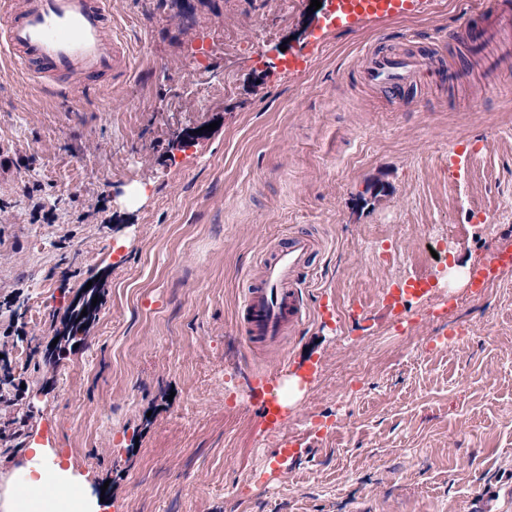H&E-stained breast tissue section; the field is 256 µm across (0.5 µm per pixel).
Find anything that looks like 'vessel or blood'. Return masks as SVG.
<instances>
[{
    "label": "vessel or blood",
    "instance_id": "b4317fda",
    "mask_svg": "<svg viewBox=\"0 0 512 512\" xmlns=\"http://www.w3.org/2000/svg\"><path fill=\"white\" fill-rule=\"evenodd\" d=\"M422 0H327L314 24L313 46L324 43L327 31L356 29L361 23L400 19L418 11ZM457 40L472 67L512 81V12L501 0H473ZM0 52L42 88L61 86L79 97L90 79L100 85L126 75L129 61L123 41L112 27L111 0H0ZM421 55L368 49L359 74L364 85L383 90L393 99L434 71ZM449 87L468 83L469 74L455 64L436 69ZM321 250L315 236L289 235L272 245L260 277L250 279L243 293L237 332L249 355L280 345L300 332L313 317L332 320L335 306L328 298L311 305L307 268ZM512 268V251L494 254L473 270L470 286L481 290ZM258 474L262 484L281 482L287 462L305 453L294 436L277 433Z\"/></svg>",
    "mask_w": 512,
    "mask_h": 512
}]
</instances>
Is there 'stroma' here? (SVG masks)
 <instances>
[{
  "label": "stroma",
  "instance_id": "stroma-1",
  "mask_svg": "<svg viewBox=\"0 0 512 512\" xmlns=\"http://www.w3.org/2000/svg\"><path fill=\"white\" fill-rule=\"evenodd\" d=\"M296 2L112 0L131 74L76 100L0 61V294L23 289L28 330L0 360L25 383L27 434L106 512H512V269L491 299L468 288L512 250V91L480 74L454 89L425 79L397 108L356 77L381 44L456 60L467 0H422L317 52L311 0ZM288 53L309 55L305 73L281 67ZM459 145L472 157L452 179ZM33 184L56 223H31ZM376 185L384 197L364 205ZM96 200V223L68 225ZM296 231L323 238L309 299L328 294L339 317L247 357L242 290ZM437 236L448 259L425 254ZM385 244L397 263L378 262ZM414 279L434 294L391 306ZM89 291L85 341L62 342ZM404 318L422 347L393 339ZM468 324L467 347L446 343ZM283 358L279 428L309 453L265 486L254 475L273 437L254 368ZM356 369L364 391L342 404ZM317 420L333 433L313 436Z\"/></svg>",
  "mask_w": 512,
  "mask_h": 512
}]
</instances>
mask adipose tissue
<instances>
[{"mask_svg": "<svg viewBox=\"0 0 512 512\" xmlns=\"http://www.w3.org/2000/svg\"><path fill=\"white\" fill-rule=\"evenodd\" d=\"M26 464L0 476V512H92L73 487L69 470L40 445H32Z\"/></svg>", "mask_w": 512, "mask_h": 512, "instance_id": "obj_1", "label": "adipose tissue"}]
</instances>
